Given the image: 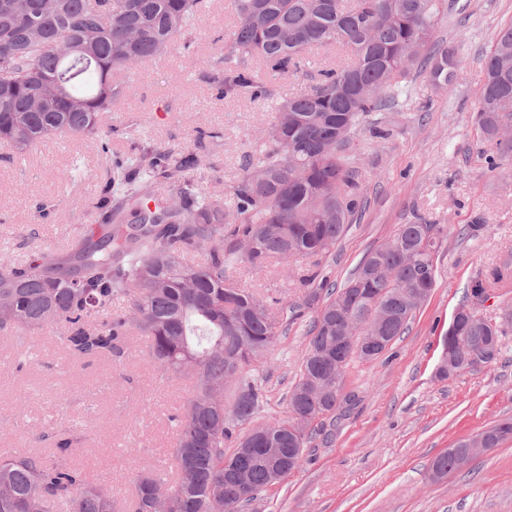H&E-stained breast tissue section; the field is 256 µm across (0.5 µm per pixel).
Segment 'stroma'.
<instances>
[{"label": "stroma", "mask_w": 512, "mask_h": 512, "mask_svg": "<svg viewBox=\"0 0 512 512\" xmlns=\"http://www.w3.org/2000/svg\"><path fill=\"white\" fill-rule=\"evenodd\" d=\"M510 24L512 0H445L434 39L459 60L453 88L437 89L412 67L397 106L384 115L386 137L358 128L349 146L359 170L358 208L335 249L289 266L272 260L260 277L239 270L241 287L294 305L307 291L302 276L318 271L343 286L399 225L461 229L440 242L435 286L391 355L345 365L343 392L355 395L356 405L325 420L299 470L248 512H512V438L464 470L431 476L439 453L512 419V329L501 338L496 364L445 380L435 375L451 318L475 304L476 284L488 287L480 313L512 305V279L487 284L495 267L512 265V171L487 167L488 145L475 125L483 59ZM232 25L227 0H204L190 50L119 70L126 93L102 113L98 136H59L23 153L0 141V255L18 262L67 251L87 225L100 223L101 188L115 165L150 148L193 152L197 190L229 192L273 120L272 103L243 92L216 94L221 46L212 36ZM344 59L338 48L313 49L303 71L271 77L276 99ZM469 224L488 230L471 238L462 232ZM308 325L305 317L289 322L251 371L267 399L251 426L284 416ZM193 393V381L170 379L154 365L138 336L122 354L82 357L54 327L0 334V454L23 450L52 460L57 439H69V464L124 506L134 493L126 450L136 451L141 469H156L175 446L173 417Z\"/></svg>", "instance_id": "1"}]
</instances>
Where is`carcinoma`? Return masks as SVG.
I'll return each instance as SVG.
<instances>
[{
	"mask_svg": "<svg viewBox=\"0 0 512 512\" xmlns=\"http://www.w3.org/2000/svg\"><path fill=\"white\" fill-rule=\"evenodd\" d=\"M444 0H229L233 28L224 41L223 77L214 79L227 98L245 92L263 104L273 96L265 73L298 72L313 48H344L350 58L321 71L314 83L280 101L258 155L245 160L224 194H202L191 173L195 155L174 157L148 151L134 171L118 168L103 205V223L90 225L63 255H41L27 263L0 260V331L55 326L61 340L83 356L121 353L129 336L145 338L149 355L172 376L193 377L198 389L173 417L177 441L172 457L177 478L145 472L130 460L135 476L132 512H244V496L256 500L288 479L272 478L260 458L262 444L236 428L253 418L262 390L238 388L232 406L211 391L250 371L276 342L279 326L265 301L236 283L242 267L256 275L270 260L303 261L330 253L341 240L358 202V170L346 142L326 148L336 133L352 139L370 123L385 135L381 113L394 107L412 66L428 69L432 83H452L448 49L433 43ZM202 0H0V140L25 150L58 134L92 135L97 117L125 93L112 80L120 66L142 62L181 43L194 28ZM84 53H69L75 43ZM485 79L475 123L490 145V169L512 167V139L498 140L512 124V25L502 28L484 58ZM163 181L162 195L151 185ZM446 224H402L395 236L364 255L341 288L315 273L293 316L313 312L298 381L289 393L286 416L267 425L283 448H307L315 422L352 404L343 382L328 394H308L307 380L326 378L316 352L333 344L336 328L326 314L336 301L348 304L360 329L369 306L381 303L393 344L408 330L409 314L397 293L433 280L437 249ZM205 250L198 263L190 255ZM128 298L130 308L101 324L92 316ZM512 328V313L495 323L464 318L453 351L455 373L490 366L500 340ZM306 419L303 441L289 436L292 415ZM234 445L225 452L226 444ZM248 469L243 488L224 473V461ZM112 493L87 480L63 458L50 461L19 452L0 456V512H120Z\"/></svg>",
	"mask_w": 512,
	"mask_h": 512,
	"instance_id": "cac0c4a2",
	"label": "carcinoma"
}]
</instances>
